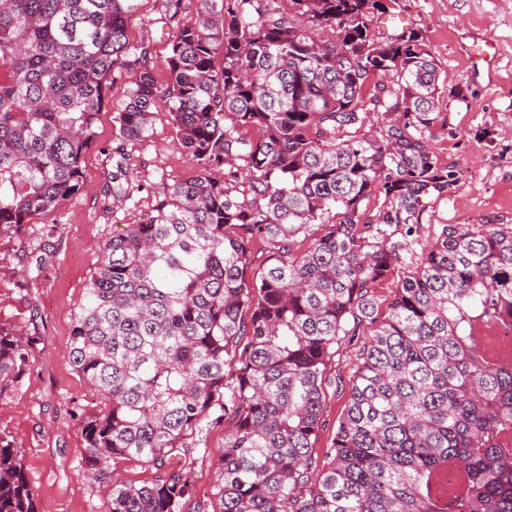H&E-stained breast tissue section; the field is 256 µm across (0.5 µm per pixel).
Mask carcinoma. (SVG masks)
I'll list each match as a JSON object with an SVG mask.
<instances>
[{
	"label": "carcinoma",
	"instance_id": "carcinoma-1",
	"mask_svg": "<svg viewBox=\"0 0 512 512\" xmlns=\"http://www.w3.org/2000/svg\"><path fill=\"white\" fill-rule=\"evenodd\" d=\"M165 2L160 82L128 36L142 0H0V234L82 190L118 63L137 71L118 135L148 138L162 101L198 167L102 245L72 323V362L107 401L82 428L86 468L160 472L112 484L108 512H181L192 488L168 465L227 416L220 512H512V355L495 353L512 227L445 224L382 319L371 291L402 259L398 231L458 182L428 143L439 75L418 33L375 37L382 0H197L193 24ZM371 112L394 120L357 134ZM113 168L105 195L126 201L124 154ZM256 239L273 263L249 281ZM365 321L315 474L325 372ZM28 346L0 326V397ZM0 512H38L2 435ZM111 468L113 471V481L141 484L157 476L154 469H147L136 462L123 460L121 458L112 460Z\"/></svg>",
	"mask_w": 512,
	"mask_h": 512
}]
</instances>
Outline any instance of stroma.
Listing matches in <instances>:
<instances>
[{
    "mask_svg": "<svg viewBox=\"0 0 512 512\" xmlns=\"http://www.w3.org/2000/svg\"><path fill=\"white\" fill-rule=\"evenodd\" d=\"M165 10V0H143L128 25L131 43L147 45L160 81L170 33ZM402 28L415 30L436 61L438 119L428 139L460 180L453 192L432 199L406 240L402 262L373 286L383 316L397 283L419 266L442 225H512V0H395L372 23L380 37ZM487 46L496 56L493 71H474L473 57ZM135 78L123 67L112 71V99L99 114L97 146L83 158L80 193L33 216L25 239L0 236V326L29 343L21 381L0 398V434L15 440L39 512H108L113 481L139 484L155 476L119 458L111 462V479H88L82 422L100 414L104 402L74 367L69 346L72 319L103 242L149 210L164 186L197 173L165 103L156 104L146 140L118 135L113 116ZM116 151L126 154L135 185L131 200L122 204L104 194ZM33 241L46 248L44 264H37L29 248ZM362 344L359 337L342 344L328 365L334 383L326 388L324 424L311 450L313 470L322 468L332 445ZM232 427L228 419L209 428L175 459L174 469L192 486L182 512H216L218 463Z\"/></svg>",
    "mask_w": 512,
    "mask_h": 512,
    "instance_id": "35a3bbf8",
    "label": "stroma"
}]
</instances>
